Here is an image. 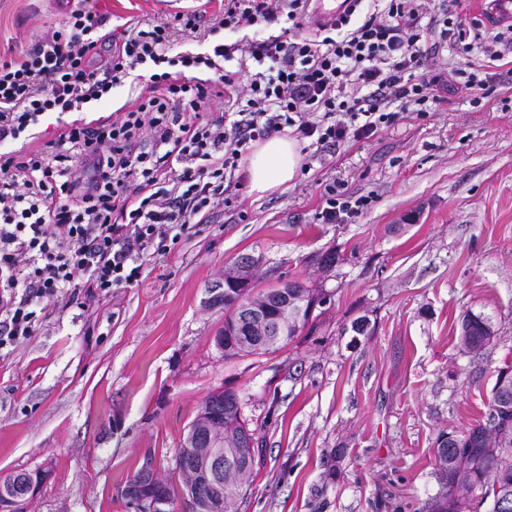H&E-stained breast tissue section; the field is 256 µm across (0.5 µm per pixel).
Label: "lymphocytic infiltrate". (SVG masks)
Masks as SVG:
<instances>
[{
  "mask_svg": "<svg viewBox=\"0 0 512 512\" xmlns=\"http://www.w3.org/2000/svg\"><path fill=\"white\" fill-rule=\"evenodd\" d=\"M354 0L338 20L299 36L309 0H221L213 15L175 13L174 24L127 27L77 9L17 61L0 64V349L34 336L43 303L71 305L138 282L145 260L208 223L244 182L252 143L291 130L317 152L368 139L406 112L434 111L442 93L488 94L497 43L467 60L466 81L440 60L465 31L447 4ZM285 21L279 35L172 53L177 33ZM150 67L149 93L112 121L65 123L47 148H12L48 114L101 101ZM223 113L211 112L213 98ZM321 219L358 216L368 197L326 186Z\"/></svg>",
  "mask_w": 512,
  "mask_h": 512,
  "instance_id": "f902f5d3",
  "label": "lymphocytic infiltrate"
}]
</instances>
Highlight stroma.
<instances>
[{
	"mask_svg": "<svg viewBox=\"0 0 512 512\" xmlns=\"http://www.w3.org/2000/svg\"><path fill=\"white\" fill-rule=\"evenodd\" d=\"M205 0H0V62L19 59L70 10L109 28L157 24ZM467 39L500 36L480 102L448 95L429 116L303 157L287 189L241 188L197 233L147 261L138 284L50 308L35 336L0 350V474L49 468L29 512H128L127 476H171L200 405L231 389L262 441L241 512H419L438 490L436 438L488 414L494 371L512 361V30L457 9ZM370 197L344 224L318 218L324 188ZM415 216L403 225L405 216ZM400 232H393V225ZM336 252L326 267L321 255ZM260 286L332 291L310 334L270 354L225 358L224 311L207 290L241 255ZM487 318L475 359L459 320ZM368 317L349 347L343 327ZM337 474L316 495L330 453Z\"/></svg>",
	"mask_w": 512,
	"mask_h": 512,
	"instance_id": "stroma-1",
	"label": "stroma"
}]
</instances>
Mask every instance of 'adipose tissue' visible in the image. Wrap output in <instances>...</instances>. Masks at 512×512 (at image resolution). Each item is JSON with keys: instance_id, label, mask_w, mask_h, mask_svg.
<instances>
[{"instance_id": "1", "label": "adipose tissue", "mask_w": 512, "mask_h": 512, "mask_svg": "<svg viewBox=\"0 0 512 512\" xmlns=\"http://www.w3.org/2000/svg\"><path fill=\"white\" fill-rule=\"evenodd\" d=\"M300 146L296 140L272 137L255 144L247 168L251 192L264 195L287 188L299 170Z\"/></svg>"}]
</instances>
